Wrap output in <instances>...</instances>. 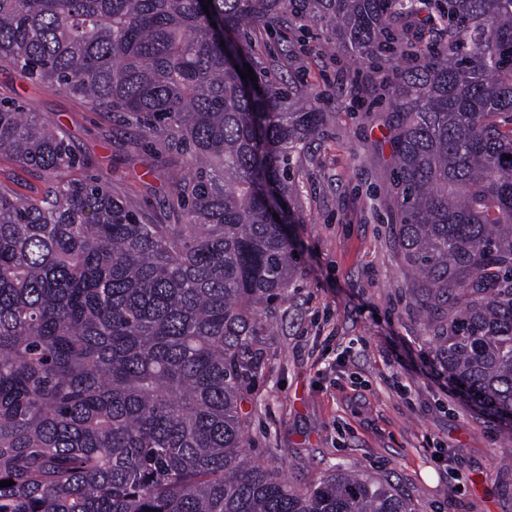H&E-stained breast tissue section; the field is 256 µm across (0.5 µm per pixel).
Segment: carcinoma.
Segmentation results:
<instances>
[{
    "mask_svg": "<svg viewBox=\"0 0 512 512\" xmlns=\"http://www.w3.org/2000/svg\"><path fill=\"white\" fill-rule=\"evenodd\" d=\"M291 0H0V63L136 125L185 170L176 224L0 99V512H413L361 471L294 486L251 460L255 315L296 275L290 152L315 102L236 70ZM334 43L397 44L396 233L436 358L512 432V0H309ZM209 4V10L202 4ZM439 42L416 39L423 28ZM0 185L10 187L23 196H34L44 186L38 173L18 166L6 156H0Z\"/></svg>",
    "mask_w": 512,
    "mask_h": 512,
    "instance_id": "carcinoma-1",
    "label": "carcinoma"
}]
</instances>
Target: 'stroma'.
I'll list each match as a JSON object with an SVG mask.
<instances>
[{"instance_id": "obj_1", "label": "stroma", "mask_w": 512, "mask_h": 512, "mask_svg": "<svg viewBox=\"0 0 512 512\" xmlns=\"http://www.w3.org/2000/svg\"><path fill=\"white\" fill-rule=\"evenodd\" d=\"M278 38L254 34L269 80L314 98L324 122L290 161L298 272L256 320V367L242 390L254 460L305 486L355 467L414 512H512V441L439 375L396 240L393 66L339 53L328 29L284 13ZM0 98L42 112L89 173L136 197L151 220L182 165L141 129L0 65ZM443 455H436V445ZM467 479L464 494L449 469Z\"/></svg>"}]
</instances>
